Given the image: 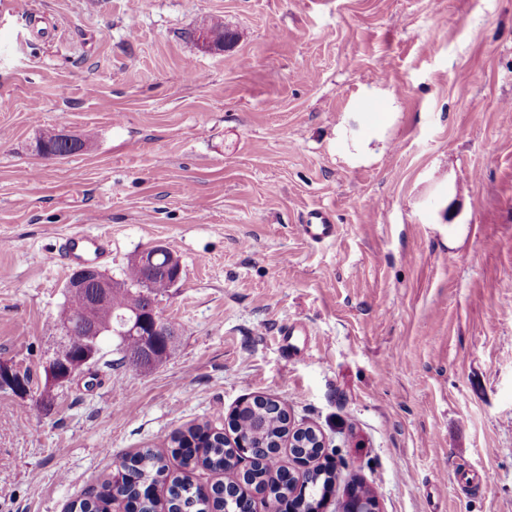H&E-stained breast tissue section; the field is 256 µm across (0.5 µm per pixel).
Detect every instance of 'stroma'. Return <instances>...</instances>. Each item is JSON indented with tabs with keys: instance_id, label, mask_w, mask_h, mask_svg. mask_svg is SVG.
Segmentation results:
<instances>
[{
	"instance_id": "35a3bbf8",
	"label": "stroma",
	"mask_w": 512,
	"mask_h": 512,
	"mask_svg": "<svg viewBox=\"0 0 512 512\" xmlns=\"http://www.w3.org/2000/svg\"><path fill=\"white\" fill-rule=\"evenodd\" d=\"M0 101V363L43 386L72 229L114 278L157 242L183 268L162 366L0 389V512H68L254 396L334 450L320 512L354 481L512 512V0H0ZM48 130L86 146L43 158ZM302 228L307 239L314 243L329 241L336 235L332 214L324 207L308 210L303 216ZM111 246L108 237L77 231L66 237L60 258L67 262L96 266L107 259Z\"/></svg>"
}]
</instances>
